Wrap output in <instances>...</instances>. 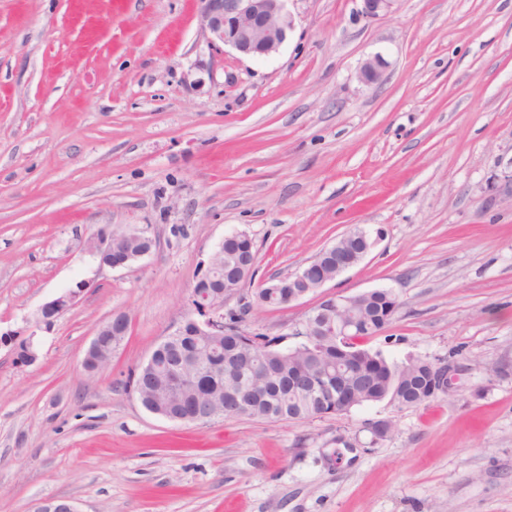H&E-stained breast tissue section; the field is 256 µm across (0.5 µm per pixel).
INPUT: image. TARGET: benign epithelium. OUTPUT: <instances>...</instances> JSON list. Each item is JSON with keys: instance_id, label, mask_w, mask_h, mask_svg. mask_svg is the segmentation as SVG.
I'll return each instance as SVG.
<instances>
[{"instance_id": "obj_1", "label": "benign epithelium", "mask_w": 512, "mask_h": 512, "mask_svg": "<svg viewBox=\"0 0 512 512\" xmlns=\"http://www.w3.org/2000/svg\"><path fill=\"white\" fill-rule=\"evenodd\" d=\"M203 8L200 15L202 28L209 33V43L213 46L221 43L236 52L262 58L275 53L286 41L288 32L293 27L292 16L287 9L288 0H201ZM361 15L375 18L392 12L398 0H359ZM387 61L376 53L362 64L360 78L367 85L382 82ZM125 234L138 237L147 243V248L130 253L124 249L122 239L110 227L97 231L87 241V251L99 260V265L110 268L127 266L150 254L157 246L154 237L148 234V229L137 226H126ZM372 245L370 236L365 231L354 230L342 236L334 245L322 250L324 253H336V274H341L356 266L367 254ZM291 280L288 290L278 292L282 305L287 306L297 302L307 294L323 287L332 281L321 263V254L304 262L293 273L286 274ZM89 288L88 283L79 282L75 287L58 295L45 303L38 311L36 324L49 326L57 318L75 307L80 301L81 294ZM240 292L238 288L224 289V297L212 299L198 288H192L189 297L191 312L183 323L164 339L168 343L176 336L191 331L195 336H212L224 329V298ZM371 293H361L354 296L326 295L295 328L293 335L309 342H318L322 336H333L341 329L348 327L347 318L351 308ZM127 315L114 313L105 321L97 332L86 351L84 361H89L91 355L101 350L100 337L112 335V328L125 330ZM461 366L448 364L439 366L438 380L440 389L451 393L455 389ZM259 393V383L253 382L249 392ZM242 390L224 393V410L208 411L204 415H187L184 422H204L224 415L234 418L242 415L246 407L245 394ZM34 512H78L71 503H58L54 499H46L37 504Z\"/></svg>"}]
</instances>
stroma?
Instances as JSON below:
<instances>
[{"label":"stroma","instance_id":"35a3bbf8","mask_svg":"<svg viewBox=\"0 0 512 512\" xmlns=\"http://www.w3.org/2000/svg\"><path fill=\"white\" fill-rule=\"evenodd\" d=\"M359 7L290 0L293 30L253 59L211 47L198 0H0V339L40 349L23 367L0 342V512H512V0ZM126 225L157 248L99 266L87 240ZM357 227L376 243L322 292L254 304ZM235 232L257 249L227 302L252 301L248 331L291 346L322 294L390 288L402 305L364 348L458 363L456 391L303 421L146 411L130 373ZM116 312L129 334L88 375ZM387 64V61L379 53L369 57L361 66V80L366 85L379 84L383 80L385 70L387 69ZM87 288H89L88 283L79 282L75 288H71L45 303L37 313L36 324L50 326L57 318L78 304L81 294ZM126 321H127V315H125L123 313H113L112 317L109 318L107 321H105L97 329V332H96L88 350L86 351L82 365L85 362L89 361V359L91 358V355L93 353L101 350L100 336H103L102 345L105 350L112 349V352H114L116 349H118L121 346V344L123 343V341L126 337V334H124L123 336H112V326L114 328L117 327L118 329L121 330V333H124ZM106 334L108 336H105ZM107 367H108L107 362L95 357L94 360H91L87 363V366L85 367V371L88 374L92 375V374H97V373L102 372Z\"/></svg>","mask_w":512,"mask_h":512}]
</instances>
